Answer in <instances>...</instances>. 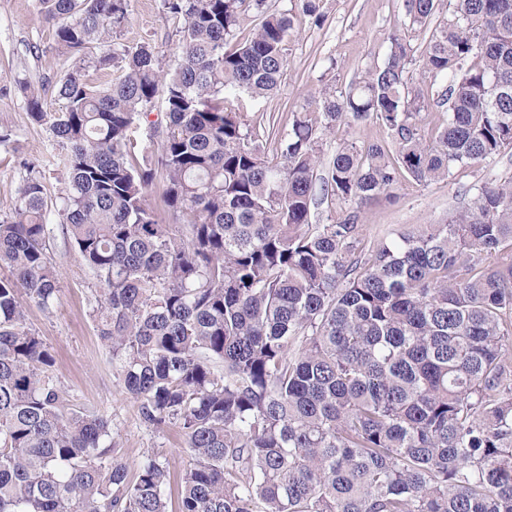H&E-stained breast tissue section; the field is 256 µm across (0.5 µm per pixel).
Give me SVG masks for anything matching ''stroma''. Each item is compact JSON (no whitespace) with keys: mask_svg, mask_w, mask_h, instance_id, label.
I'll use <instances>...</instances> for the list:
<instances>
[{"mask_svg":"<svg viewBox=\"0 0 512 512\" xmlns=\"http://www.w3.org/2000/svg\"><path fill=\"white\" fill-rule=\"evenodd\" d=\"M320 18L300 9L297 0H266L265 11L288 12L293 28L287 44V63L278 90L265 98L241 95L237 111L246 114L257 133V143L269 159L280 151L268 138L269 123L288 129L308 97L322 88L345 89L364 69L383 64L392 32L413 45H424L431 27L410 23L403 0H319ZM264 11V12H265ZM183 20L169 18L163 0H130L129 20L120 41H149L158 65L166 71L177 64L176 45ZM54 32L45 24L38 0H0V129L12 130L14 142L0 144V215L13 208L26 173L14 162V149L36 158L49 157L57 146L47 126L33 123L18 80L55 84L74 65V58L51 52ZM348 144L392 147L389 132L372 121L340 125L321 141L323 160ZM512 178V151L492 161H476L456 168L448 179L420 184L401 177L390 197L364 207L359 220L367 247L400 233L430 224L447 223L460 205L463 189ZM45 222L50 228L49 256L59 277V293L52 312L26 302V323L53 351L54 382L74 409L103 415L110 424L114 452L129 469H136L143 454L151 453L170 473L169 500H176L181 479L193 460L179 429L153 427L144 422L137 402L124 391L112 355L99 336L94 318L99 306L97 280L74 249L60 225V198L65 177L60 170L46 173Z\"/></svg>","mask_w":512,"mask_h":512,"instance_id":"stroma-1","label":"stroma"}]
</instances>
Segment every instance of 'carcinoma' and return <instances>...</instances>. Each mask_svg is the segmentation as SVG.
Instances as JSON below:
<instances>
[{
	"mask_svg": "<svg viewBox=\"0 0 512 512\" xmlns=\"http://www.w3.org/2000/svg\"><path fill=\"white\" fill-rule=\"evenodd\" d=\"M130 0H39L53 50L94 66L46 88L20 83L28 115L62 152L33 161L0 219V512H169V472L104 445L103 416L71 409L55 356L26 327L59 278L46 251L45 169L67 186L62 225L100 288L99 335L145 422L174 425L193 466L179 512H512V180L465 192L446 224L364 251L362 208L406 174L420 184L512 150V0H456L418 50L390 37L385 63L324 88L262 154L231 100L280 86L292 16L264 0H163L184 19L176 69L146 42L117 52ZM430 23L437 0H404ZM442 84L428 98L407 65ZM166 124L149 120L157 94ZM445 108L427 139L416 118ZM374 120L395 143L346 145L320 172L322 136ZM160 137L134 163L136 133ZM165 183L162 224L147 187ZM352 206L311 224V206Z\"/></svg>",
	"mask_w": 512,
	"mask_h": 512,
	"instance_id": "1",
	"label": "carcinoma"
}]
</instances>
